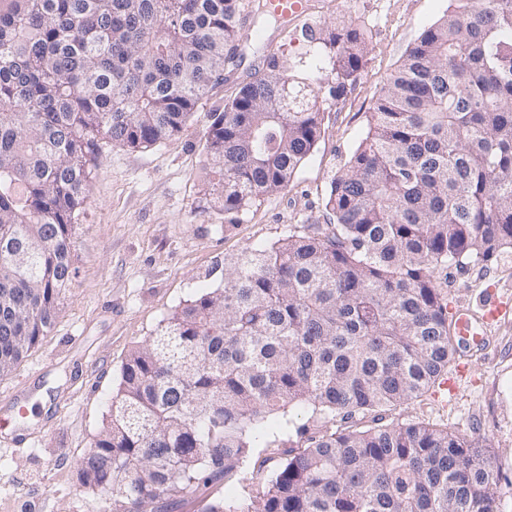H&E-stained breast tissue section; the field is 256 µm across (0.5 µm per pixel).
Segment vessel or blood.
<instances>
[{
    "label": "vessel or blood",
    "instance_id": "obj_1",
    "mask_svg": "<svg viewBox=\"0 0 512 512\" xmlns=\"http://www.w3.org/2000/svg\"><path fill=\"white\" fill-rule=\"evenodd\" d=\"M270 9L292 22L304 21L311 13L309 0H268ZM512 314V296L490 288L477 308L456 305L450 309L451 330L459 336L465 350L486 348L494 323Z\"/></svg>",
    "mask_w": 512,
    "mask_h": 512
}]
</instances>
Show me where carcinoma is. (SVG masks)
Returning <instances> with one entry per match:
<instances>
[{
	"label": "carcinoma",
	"mask_w": 512,
	"mask_h": 512,
	"mask_svg": "<svg viewBox=\"0 0 512 512\" xmlns=\"http://www.w3.org/2000/svg\"><path fill=\"white\" fill-rule=\"evenodd\" d=\"M407 49L329 184L324 233L296 227L224 262L133 349L81 484L110 512H496L487 446L383 413L456 354L448 267L512 251V0H452ZM243 0H9L0 8V377L51 329L75 277L73 227L101 144L178 135L243 62ZM318 43L343 95L369 43ZM210 113L213 203L288 189L321 137L319 87L271 59ZM321 425L309 433L298 416ZM360 415L367 423L331 428ZM277 419V430L264 423ZM303 439L270 471L263 448ZM252 467L254 488L215 484Z\"/></svg>",
	"instance_id": "cac0c4a2"
}]
</instances>
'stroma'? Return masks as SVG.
<instances>
[{
    "label": "stroma",
    "mask_w": 512,
    "mask_h": 512,
    "mask_svg": "<svg viewBox=\"0 0 512 512\" xmlns=\"http://www.w3.org/2000/svg\"><path fill=\"white\" fill-rule=\"evenodd\" d=\"M311 29L351 21L366 32L370 51L356 82L341 97L305 29L280 18L246 23L256 51L227 81L215 85L175 137L131 152L105 146L75 230L76 278L53 326L16 369L0 377V434L27 429L30 446L0 448V512H103L100 497L81 486L86 453L115 394L128 353L153 335L179 304L218 285L224 261L253 245H268L291 226L325 229V192L364 137L375 101L408 47L449 6V0H312ZM299 79H317L324 125L288 190L266 196L228 224L211 208V174L202 149L210 112L268 55ZM439 282L452 304H477L485 288L512 292V253L483 267H449ZM467 365L471 382L448 405L433 395L392 411L394 421L425 422L487 443L507 484L497 512H512V318L486 351L456 356L447 380Z\"/></svg>",
    "instance_id": "1"
}]
</instances>
